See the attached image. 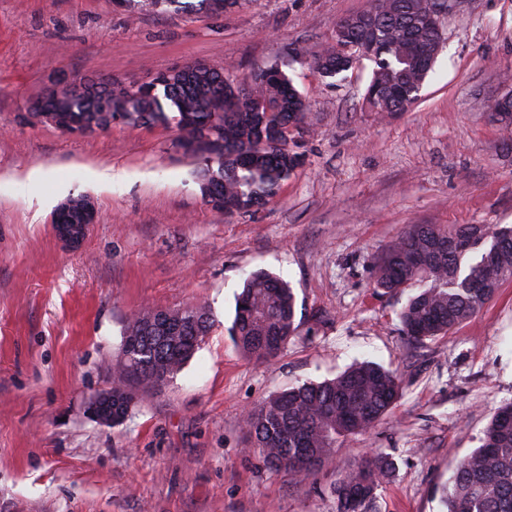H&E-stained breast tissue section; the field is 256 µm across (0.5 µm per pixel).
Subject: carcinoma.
Instances as JSON below:
<instances>
[{"label": "carcinoma", "instance_id": "cac0c4a2", "mask_svg": "<svg viewBox=\"0 0 512 512\" xmlns=\"http://www.w3.org/2000/svg\"><path fill=\"white\" fill-rule=\"evenodd\" d=\"M140 15L165 5L176 9L227 12L247 0H126ZM430 0H371L372 18L354 15L336 22L333 44L314 59L329 85L344 78L351 57L372 47L371 78L364 100L383 119L419 99L435 64L420 65L427 52H440L443 33L420 20ZM238 75L201 63L186 75L168 69L148 87L121 91L127 123L171 126L178 146L200 161L196 180L204 204L231 217L268 205L282 183L305 161L288 132L307 121L308 104L292 78L280 69L255 74L252 92L234 94ZM106 90L101 80L66 112L30 116L67 130L74 122L107 127ZM489 115L512 141V111L489 105ZM374 285L388 294L419 283L398 312L415 344L446 336L479 313L496 288L512 279V225L413 224L373 262ZM170 325L151 326L152 311L134 315L125 327L112 370L113 423L125 421L142 390H159L177 376L209 335L214 319L204 305L167 310ZM296 296L280 277L257 270L235 301L230 337L238 350L263 362L281 353L295 334ZM402 395L397 375L360 362L333 379L292 385L249 409L243 425L249 447L272 468L300 481L311 478L345 438L370 432ZM395 469L391 456L373 452L340 473L330 486L335 512H379L378 491ZM442 512H512V403L498 408L480 445L462 457L437 490Z\"/></svg>", "mask_w": 512, "mask_h": 512}]
</instances>
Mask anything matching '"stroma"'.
Listing matches in <instances>:
<instances>
[{"mask_svg": "<svg viewBox=\"0 0 512 512\" xmlns=\"http://www.w3.org/2000/svg\"><path fill=\"white\" fill-rule=\"evenodd\" d=\"M369 5L251 0L133 18L115 0H0V512H334L335 476L379 450L396 462L379 512H440L437 486L512 402V279L415 344L398 318L406 294L375 288L372 259L411 224L512 225V149L486 109L512 90V0H464L420 100L382 120L364 103L371 64L335 86L313 70L337 21ZM196 61L242 77L283 64L310 105L295 137L306 161L264 209H208L174 128L80 137L19 119L60 74L135 83ZM106 169L112 182L97 178ZM81 194L97 222L71 249L52 217ZM258 269L297 299L294 337L260 363L228 336ZM196 304L215 324L184 369L125 423L96 422L88 405L112 387L130 317ZM362 360L403 386L373 431L302 483L248 451L249 408Z\"/></svg>", "mask_w": 512, "mask_h": 512, "instance_id": "1", "label": "stroma"}]
</instances>
